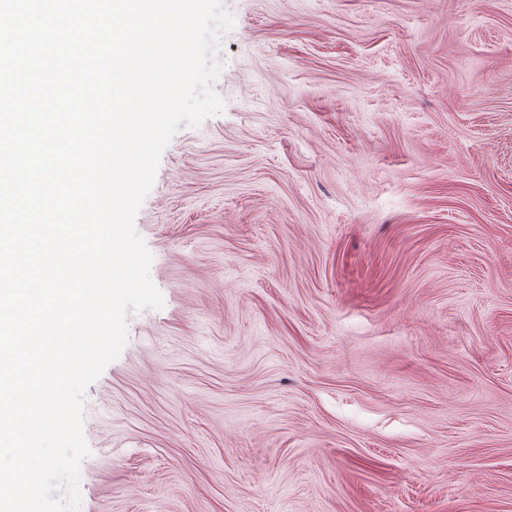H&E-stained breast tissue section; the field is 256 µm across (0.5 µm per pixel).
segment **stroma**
<instances>
[{
	"label": "stroma",
	"instance_id": "stroma-1",
	"mask_svg": "<svg viewBox=\"0 0 512 512\" xmlns=\"http://www.w3.org/2000/svg\"><path fill=\"white\" fill-rule=\"evenodd\" d=\"M225 3L81 512H512V0Z\"/></svg>",
	"mask_w": 512,
	"mask_h": 512
}]
</instances>
